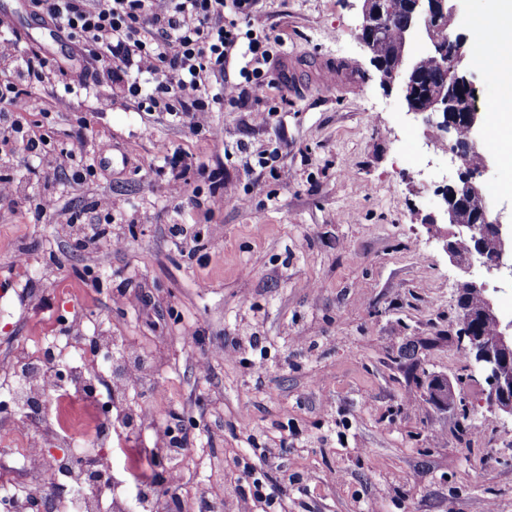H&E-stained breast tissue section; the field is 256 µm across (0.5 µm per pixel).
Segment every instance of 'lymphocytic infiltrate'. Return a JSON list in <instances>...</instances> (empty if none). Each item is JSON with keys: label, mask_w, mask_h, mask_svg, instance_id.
Wrapping results in <instances>:
<instances>
[{"label": "lymphocytic infiltrate", "mask_w": 512, "mask_h": 512, "mask_svg": "<svg viewBox=\"0 0 512 512\" xmlns=\"http://www.w3.org/2000/svg\"><path fill=\"white\" fill-rule=\"evenodd\" d=\"M35 16L82 47L95 50L98 62L135 75L124 86L134 101L148 100L153 112L189 116L193 128L208 126L215 109L236 99L235 87L223 84L211 93L213 81H222L234 60L245 59L240 76L262 89V69L270 56L267 42L242 41L239 20L249 18L255 0H29ZM235 18H224L225 8ZM12 65L15 79L0 82V142L36 151L11 115L26 109L27 94L19 81L44 82L50 75L40 55L17 57L13 39L0 37V64Z\"/></svg>", "instance_id": "1"}]
</instances>
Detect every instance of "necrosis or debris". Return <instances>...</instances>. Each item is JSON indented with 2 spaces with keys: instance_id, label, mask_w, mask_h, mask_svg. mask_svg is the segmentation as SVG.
I'll return each instance as SVG.
<instances>
[{
  "instance_id": "4bbe7bcc",
  "label": "necrosis or debris",
  "mask_w": 512,
  "mask_h": 512,
  "mask_svg": "<svg viewBox=\"0 0 512 512\" xmlns=\"http://www.w3.org/2000/svg\"><path fill=\"white\" fill-rule=\"evenodd\" d=\"M116 343L104 323L89 316L72 336H39L34 350L7 356L0 390L17 407L21 423L8 433L16 467L0 477V512H35V497H57L59 512H161L154 490L128 499L112 482L90 484L74 457L93 453L97 468L110 470L117 431L142 422L143 412L126 406L123 393L154 370L152 361L125 355L121 378L96 371L93 363ZM54 403L55 426L43 427L34 407Z\"/></svg>"
}]
</instances>
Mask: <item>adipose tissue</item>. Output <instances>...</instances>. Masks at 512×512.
<instances>
[{
    "mask_svg": "<svg viewBox=\"0 0 512 512\" xmlns=\"http://www.w3.org/2000/svg\"><path fill=\"white\" fill-rule=\"evenodd\" d=\"M491 26L493 33L481 44V59L503 93L487 121L489 143L502 167L512 168V0H497L492 15L473 23V30Z\"/></svg>",
    "mask_w": 512,
    "mask_h": 512,
    "instance_id": "obj_1",
    "label": "adipose tissue"
}]
</instances>
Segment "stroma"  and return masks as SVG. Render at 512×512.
Here are the masks:
<instances>
[{"mask_svg": "<svg viewBox=\"0 0 512 512\" xmlns=\"http://www.w3.org/2000/svg\"><path fill=\"white\" fill-rule=\"evenodd\" d=\"M361 24L360 0H257L241 30L272 40L271 82L241 86L197 131L107 76L82 83L91 54L28 0H0V34L52 68L17 116L40 157L0 148V176L19 186L17 203L0 202V340L32 343L63 307L159 361L127 394L154 409L153 429L113 448L112 475L134 494L152 477L156 433L181 415L183 481L164 512L215 490L223 512H512V426L488 412L458 347L460 278L442 249L451 227L437 190L458 165L382 82ZM327 61L351 89H320ZM101 140L112 146L103 159ZM161 142L198 166L182 200L168 195L176 173ZM63 148L74 159L59 168ZM273 148L276 169L259 166ZM215 193L224 206L204 219ZM45 195L56 206L40 216ZM105 196L126 205L106 214ZM92 224L125 246L90 240ZM173 224L186 225V244L171 242ZM194 334L204 347H184ZM215 346L223 357L200 374ZM432 374L448 378V409L426 398Z\"/></svg>", "mask_w": 512, "mask_h": 512, "instance_id": "obj_1", "label": "stroma"}]
</instances>
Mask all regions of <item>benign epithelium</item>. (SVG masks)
<instances>
[{
  "mask_svg": "<svg viewBox=\"0 0 512 512\" xmlns=\"http://www.w3.org/2000/svg\"><path fill=\"white\" fill-rule=\"evenodd\" d=\"M362 2L363 22L359 39L371 53V63L382 82L398 85L409 112L425 116L448 138L455 139L452 153L461 161L457 179L442 186L443 214L457 232L443 242L449 261L463 274L457 288V307L462 330L459 344L468 357L471 373L485 382L482 394L487 409L498 421L512 420V318H504L489 294L488 282L504 272L512 274V223L488 208L482 179L486 160L477 150V135L486 128V115L476 104V90L465 70V38L448 35L450 0H405L406 23L393 59H385L380 32L385 21L375 0ZM423 39L425 57L405 68L407 42ZM438 66V86L428 102L417 101L419 76L425 61ZM479 267L483 279L470 278ZM448 380L437 378L427 388V400L448 406Z\"/></svg>",
  "mask_w": 512,
  "mask_h": 512,
  "instance_id": "benign-epithelium-1",
  "label": "benign epithelium"
}]
</instances>
